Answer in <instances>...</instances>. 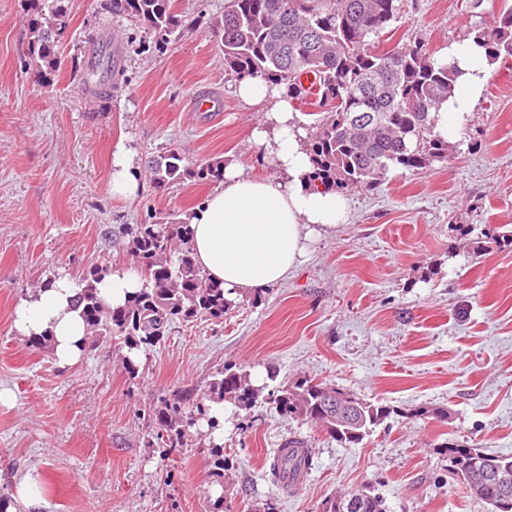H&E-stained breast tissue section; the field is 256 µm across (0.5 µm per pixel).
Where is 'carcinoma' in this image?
<instances>
[{"label":"carcinoma","mask_w":512,"mask_h":512,"mask_svg":"<svg viewBox=\"0 0 512 512\" xmlns=\"http://www.w3.org/2000/svg\"><path fill=\"white\" fill-rule=\"evenodd\" d=\"M63 0H31L29 55L45 67L48 77L60 70L58 38L68 27ZM112 9L133 25L161 37L174 32L182 19L175 0H111ZM401 0H227L224 15L211 23L219 40L224 67L238 79L261 78L283 87L288 98L315 108L309 136L314 181L334 190L370 189L392 167L422 171L448 154V143L433 134L431 111L451 96L457 69L440 64L424 43H397L385 52L371 47L398 21ZM367 18L377 21L364 38L355 29ZM469 38L483 47L490 63L512 57V8L504 11L498 25L477 28ZM311 75L307 86L303 77ZM123 69L112 65V56H99L94 66H85L82 85L99 99H108L112 82ZM153 180L160 187L181 182L190 171L182 154L169 149L151 161ZM224 161L207 162L197 171L202 180L221 179ZM126 249L136 260L143 286L116 308L105 306L97 296L95 282L110 266H96L83 277L78 304L91 336L112 340L129 351L157 344L172 324L220 321L231 306L224 288L210 281L195 263L185 219L165 224H133L125 230ZM512 249V231L487 240H470L479 255L489 248ZM336 388L301 377L270 393L276 410L285 417L302 416L318 424L332 439L359 444L393 412L387 405L361 402L358 425L345 431L336 427ZM260 389L250 375L224 367L210 385L207 402L195 408L181 399L162 398L149 409L148 421L156 439L176 448L183 443L185 427L194 415L207 416L211 405L231 403L238 409L254 406ZM468 451L477 459L497 461L507 470L512 498V456L488 455L468 445L449 443L441 452L454 459ZM455 476L474 496L500 512L501 498L478 490V482L462 471Z\"/></svg>","instance_id":"cac0c4a2"}]
</instances>
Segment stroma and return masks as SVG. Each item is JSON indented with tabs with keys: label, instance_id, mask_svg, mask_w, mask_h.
I'll use <instances>...</instances> for the list:
<instances>
[{
	"label": "stroma",
	"instance_id": "1",
	"mask_svg": "<svg viewBox=\"0 0 512 512\" xmlns=\"http://www.w3.org/2000/svg\"><path fill=\"white\" fill-rule=\"evenodd\" d=\"M402 0L401 18L377 50L422 39L433 56L492 25L512 0ZM65 57L42 80L28 54L30 0H0V504L38 474L40 512H316L325 498L369 487L388 512H490L455 479L445 443L512 456V250L472 256L473 235L512 227V59L491 68L481 99L448 143V158L390 170L372 190L345 191V220L313 232L282 283L237 297L223 322L174 325L140 354L137 376L115 342L59 367L49 347H29L13 309L52 276L82 278L104 263L131 265L120 228L167 222L214 189L195 172L214 159L245 174L275 168L251 139L264 107L242 101L209 34L224 0H177L185 20L160 40L114 12L110 0H65ZM118 40L124 78L90 102L77 77L94 43ZM216 111L197 112L196 99ZM136 155L140 190L113 197L112 153ZM176 146L190 170L156 188L152 158ZM232 365L257 386L309 376L392 413L357 445L329 438L266 400L224 408V469L206 426L183 447L152 444L144 416L158 397L198 399ZM445 419L416 416L419 408ZM306 441L312 466L290 495L270 465L289 437Z\"/></svg>",
	"mask_w": 512,
	"mask_h": 512
}]
</instances>
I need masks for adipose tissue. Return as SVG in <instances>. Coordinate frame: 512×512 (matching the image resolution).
I'll return each mask as SVG.
<instances>
[{
  "label": "adipose tissue",
  "instance_id": "adipose-tissue-1",
  "mask_svg": "<svg viewBox=\"0 0 512 512\" xmlns=\"http://www.w3.org/2000/svg\"><path fill=\"white\" fill-rule=\"evenodd\" d=\"M446 59L456 63L459 74L452 96L434 115V133L448 140L455 138L460 120L480 100L490 63L484 49L469 40L452 44ZM237 94L245 102L265 104V120L251 137L278 173L254 178L245 175L239 163H226L219 185L189 218L196 263L235 296L285 281L304 258L312 227L331 228L345 216L335 190L310 181L305 131L292 100L259 78L238 82ZM140 286L137 270L114 267L98 282L97 291L105 303L117 306ZM81 289V282L60 277L20 299L14 311L16 333L48 336L62 367L79 362L89 347L76 304Z\"/></svg>",
  "mask_w": 512,
  "mask_h": 512
}]
</instances>
